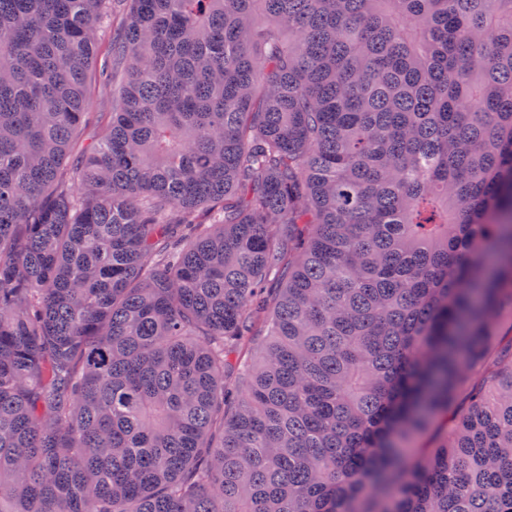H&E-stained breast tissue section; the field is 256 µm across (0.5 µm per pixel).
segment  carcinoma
<instances>
[{
	"label": "carcinoma",
	"instance_id": "1",
	"mask_svg": "<svg viewBox=\"0 0 512 512\" xmlns=\"http://www.w3.org/2000/svg\"><path fill=\"white\" fill-rule=\"evenodd\" d=\"M127 2L87 144L0 0V512H512V0Z\"/></svg>",
	"mask_w": 512,
	"mask_h": 512
}]
</instances>
